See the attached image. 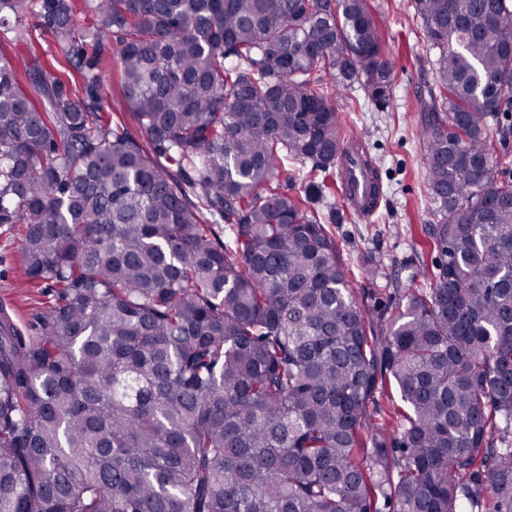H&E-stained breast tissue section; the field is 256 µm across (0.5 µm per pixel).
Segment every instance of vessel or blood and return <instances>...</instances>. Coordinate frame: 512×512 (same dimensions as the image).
Segmentation results:
<instances>
[{"label": "vessel or blood", "instance_id": "1", "mask_svg": "<svg viewBox=\"0 0 512 512\" xmlns=\"http://www.w3.org/2000/svg\"><path fill=\"white\" fill-rule=\"evenodd\" d=\"M363 140L345 136L340 150L339 178L347 208L362 218L372 217L379 209L383 193L374 187V171L365 163Z\"/></svg>", "mask_w": 512, "mask_h": 512}]
</instances>
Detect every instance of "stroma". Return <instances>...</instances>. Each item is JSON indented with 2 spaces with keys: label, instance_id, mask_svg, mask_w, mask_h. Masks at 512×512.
<instances>
[{
  "label": "stroma",
  "instance_id": "1",
  "mask_svg": "<svg viewBox=\"0 0 512 512\" xmlns=\"http://www.w3.org/2000/svg\"><path fill=\"white\" fill-rule=\"evenodd\" d=\"M376 3L382 14L386 56L393 68L390 98L381 107L361 89L352 88L342 91L336 104L344 133L365 136L384 198L377 213L367 220L346 211L338 189L310 196L309 203L336 241L356 299L370 310L393 306L400 286H429L436 265L443 260L425 233L426 225L434 221L435 205L428 189L420 137L423 114L417 98L432 77L423 24L411 0ZM0 54L17 63L30 95H38V84L44 78L61 80L73 91L82 85L52 37L41 32L38 17L28 11H21L9 33L0 37ZM99 71L104 119L140 138L134 116L124 107L115 51H105ZM23 231L17 224L0 233V302L11 306L19 327L29 329L45 313L50 298L43 287L22 274Z\"/></svg>",
  "mask_w": 512,
  "mask_h": 512
}]
</instances>
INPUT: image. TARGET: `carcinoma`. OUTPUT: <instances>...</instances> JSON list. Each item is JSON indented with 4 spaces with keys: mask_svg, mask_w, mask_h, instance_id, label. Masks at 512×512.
<instances>
[{
    "mask_svg": "<svg viewBox=\"0 0 512 512\" xmlns=\"http://www.w3.org/2000/svg\"><path fill=\"white\" fill-rule=\"evenodd\" d=\"M86 6L103 27L76 29L73 0H0V26L35 11L83 74L35 100L0 56V228L25 226L50 295L30 332L0 305V512H512L507 0H412L437 51L420 100L444 261L372 311L279 183L309 162L328 189L339 90L387 103L372 0ZM107 37L140 141L96 106ZM387 384L391 428L370 424ZM496 124L500 128L509 129L510 134L501 140V145L497 144L499 161L493 170L494 178L497 181L512 180V111L500 112Z\"/></svg>",
    "mask_w": 512,
    "mask_h": 512,
    "instance_id": "cac0c4a2",
    "label": "carcinoma"
}]
</instances>
